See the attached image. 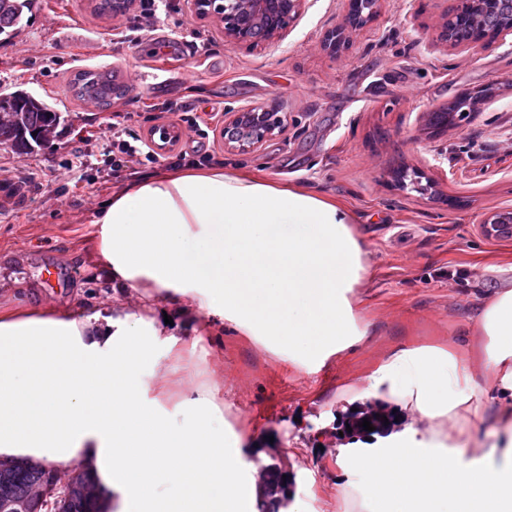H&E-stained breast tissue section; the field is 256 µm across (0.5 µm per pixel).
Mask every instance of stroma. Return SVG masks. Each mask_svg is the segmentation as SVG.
Instances as JSON below:
<instances>
[{"mask_svg": "<svg viewBox=\"0 0 512 512\" xmlns=\"http://www.w3.org/2000/svg\"><path fill=\"white\" fill-rule=\"evenodd\" d=\"M89 0H42L21 33L0 42V94L30 92L61 112L59 135L29 153L0 145V172L23 187L18 208L0 210V304L45 301L75 309L111 302L94 264V221L119 182L107 179L112 149L102 107L69 86L87 70H110L129 86L115 101L128 128L149 136L181 126L184 107L213 112L186 151L225 168L299 186L345 203L356 215L372 276L362 290L372 321L367 344L308 372L270 346L225 329L179 328L174 351L159 349L154 369L180 365L223 387L227 429L262 443L304 512H342L332 481L335 448L320 450L350 381L391 350L461 339L494 275L485 258L512 255V240L485 238L486 214L512 209V32L475 52L435 46V27L452 0H386L348 49L331 55L324 32L343 0H307L287 36L251 48L224 40L220 23L193 16L186 0H167L158 27L133 29L136 0L109 19ZM493 88L459 126L433 133L430 113L457 95ZM245 105L275 106L282 132L261 149L225 148L222 115ZM85 165L74 169L76 158ZM416 168L431 188H401L394 174Z\"/></svg>", "mask_w": 512, "mask_h": 512, "instance_id": "1", "label": "stroma"}]
</instances>
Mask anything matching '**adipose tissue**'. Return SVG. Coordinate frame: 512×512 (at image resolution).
<instances>
[{
    "instance_id": "ef3b65f1",
    "label": "adipose tissue",
    "mask_w": 512,
    "mask_h": 512,
    "mask_svg": "<svg viewBox=\"0 0 512 512\" xmlns=\"http://www.w3.org/2000/svg\"><path fill=\"white\" fill-rule=\"evenodd\" d=\"M346 207L235 171L156 172L112 193L95 220L94 262L135 305L89 311L0 306V458L89 466L110 512H238V436L219 386L144 367L175 326L207 316L284 338L317 369L365 343L371 275ZM478 341L397 349L347 389L401 431L390 450L343 461L344 512H512V285L489 289Z\"/></svg>"
}]
</instances>
